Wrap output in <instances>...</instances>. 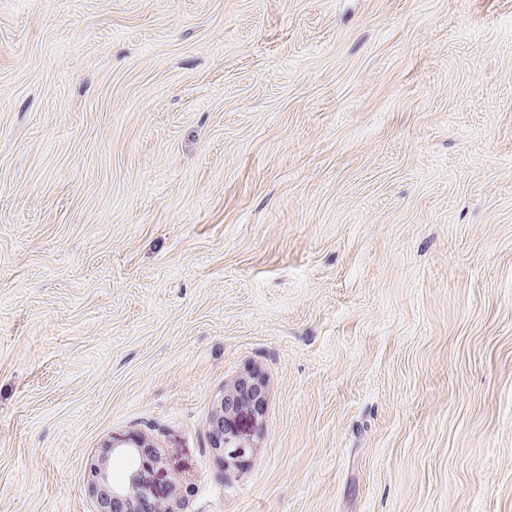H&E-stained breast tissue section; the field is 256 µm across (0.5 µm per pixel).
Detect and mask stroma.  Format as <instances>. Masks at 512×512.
<instances>
[{"label": "stroma", "mask_w": 512, "mask_h": 512, "mask_svg": "<svg viewBox=\"0 0 512 512\" xmlns=\"http://www.w3.org/2000/svg\"><path fill=\"white\" fill-rule=\"evenodd\" d=\"M128 436L180 512H512V0H0V512ZM265 399V381L254 371H247L224 384L210 433L213 449L224 450L226 461L235 462L253 448L250 438L238 429L237 422L242 417L257 421Z\"/></svg>", "instance_id": "stroma-1"}]
</instances>
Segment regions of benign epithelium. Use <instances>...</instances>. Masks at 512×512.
Wrapping results in <instances>:
<instances>
[{"label":"benign epithelium","instance_id":"1","mask_svg":"<svg viewBox=\"0 0 512 512\" xmlns=\"http://www.w3.org/2000/svg\"><path fill=\"white\" fill-rule=\"evenodd\" d=\"M266 399L264 379L254 371L227 381L213 421L211 423L212 448L222 450L225 460L236 461L252 448L250 438L242 434L237 422L247 417L256 421L262 415ZM146 444L140 438L114 439L109 452L114 457L131 461L140 456ZM92 486L98 495V512H112V505L119 503L122 512H175L170 508L168 494H147L143 489L141 470L134 466L121 484L112 483L107 459H101L91 467Z\"/></svg>","mask_w":512,"mask_h":512}]
</instances>
